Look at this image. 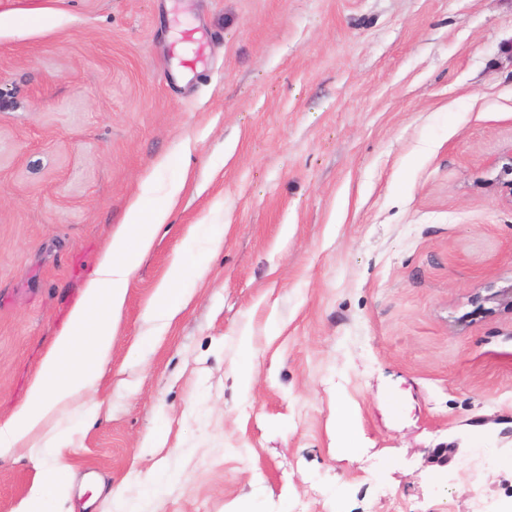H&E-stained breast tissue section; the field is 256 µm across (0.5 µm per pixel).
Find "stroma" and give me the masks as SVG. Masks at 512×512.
<instances>
[{
	"label": "stroma",
	"mask_w": 512,
	"mask_h": 512,
	"mask_svg": "<svg viewBox=\"0 0 512 512\" xmlns=\"http://www.w3.org/2000/svg\"><path fill=\"white\" fill-rule=\"evenodd\" d=\"M512 0H0V420L144 189L73 512H471L512 501ZM219 248L165 331L182 241ZM248 337L256 382L234 368ZM448 451L447 464L433 460ZM0 459V512L40 476ZM167 481L142 502L145 482ZM502 164L493 179H488L489 187L499 190L506 200L512 205V153L501 160Z\"/></svg>",
	"instance_id": "35a3bbf8"
}]
</instances>
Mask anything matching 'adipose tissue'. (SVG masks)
<instances>
[{
  "label": "adipose tissue",
  "mask_w": 512,
  "mask_h": 512,
  "mask_svg": "<svg viewBox=\"0 0 512 512\" xmlns=\"http://www.w3.org/2000/svg\"><path fill=\"white\" fill-rule=\"evenodd\" d=\"M184 188V182L178 181L166 188L162 198L145 192L129 206L122 225L99 254L81 298L44 356L24 403L0 421V458L38 441L44 448L40 465L47 476L35 482L16 512H48L50 499L68 496L71 484L65 475L70 465L64 453L68 437L61 432L44 442L40 435L66 411H78L86 419L95 415L96 405L90 395L112 362L113 340L129 278ZM220 241L216 232L203 237L193 231L186 236L180 257L173 261L146 307L147 318L168 322L181 311L204 273L203 264L188 265L187 256L202 252L204 246H217Z\"/></svg>",
  "instance_id": "obj_1"
}]
</instances>
